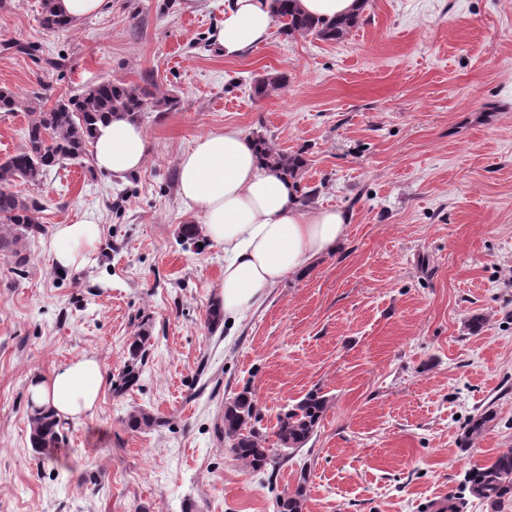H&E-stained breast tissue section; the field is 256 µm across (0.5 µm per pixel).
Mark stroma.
<instances>
[{"label": "stroma", "mask_w": 512, "mask_h": 512, "mask_svg": "<svg viewBox=\"0 0 512 512\" xmlns=\"http://www.w3.org/2000/svg\"><path fill=\"white\" fill-rule=\"evenodd\" d=\"M180 2L112 0L48 31L41 0H0V89L20 101L148 76L181 99L143 119L138 173L87 158L16 186L40 199L46 233L85 217L100 234L78 269L58 268L43 235L23 273L0 252V512H277L299 488L304 512H421L512 448V0H367L343 41L275 33L243 60L215 51L224 0ZM269 72L287 85L252 97ZM227 126L302 153L314 206L353 218L337 253L213 326L224 250L182 242L202 218L177 164ZM144 332L141 379L116 394ZM84 355L106 369L96 408L67 423L64 446L35 450L30 378ZM246 388L267 432L308 392L328 401L271 471L224 440V404ZM139 409L162 426L130 430Z\"/></svg>", "instance_id": "obj_1"}]
</instances>
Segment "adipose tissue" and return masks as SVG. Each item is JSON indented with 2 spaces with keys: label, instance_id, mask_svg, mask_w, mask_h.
<instances>
[{
  "label": "adipose tissue",
  "instance_id": "adipose-tissue-1",
  "mask_svg": "<svg viewBox=\"0 0 512 512\" xmlns=\"http://www.w3.org/2000/svg\"><path fill=\"white\" fill-rule=\"evenodd\" d=\"M271 0H224L214 43L227 59H242L267 42L273 27ZM96 167L115 176L141 170L147 158L144 128L125 114L100 123L91 145ZM179 196L199 213L209 240L224 249L219 304L238 320L285 278L307 273L344 243L351 215L335 208L303 206L298 182L259 163L252 137L234 127L196 136L178 158ZM99 227L87 219L56 225L48 249L58 267L89 262ZM105 385L93 356L32 378L33 406L59 419L80 421Z\"/></svg>",
  "mask_w": 512,
  "mask_h": 512
}]
</instances>
